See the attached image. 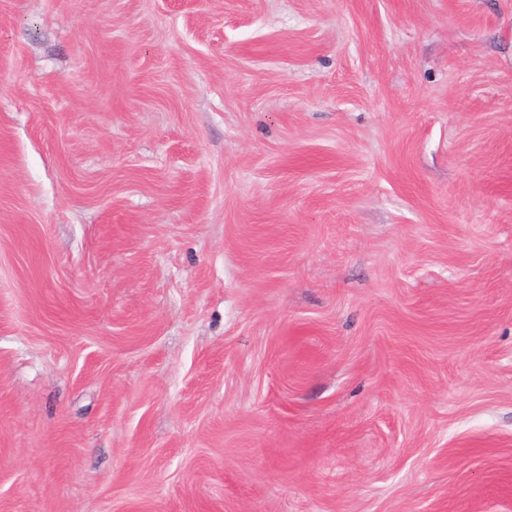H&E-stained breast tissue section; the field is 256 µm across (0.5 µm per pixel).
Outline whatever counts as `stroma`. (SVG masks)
<instances>
[{"mask_svg":"<svg viewBox=\"0 0 512 512\" xmlns=\"http://www.w3.org/2000/svg\"><path fill=\"white\" fill-rule=\"evenodd\" d=\"M0 512H512V0H0Z\"/></svg>","mask_w":512,"mask_h":512,"instance_id":"35a3bbf8","label":"stroma"}]
</instances>
